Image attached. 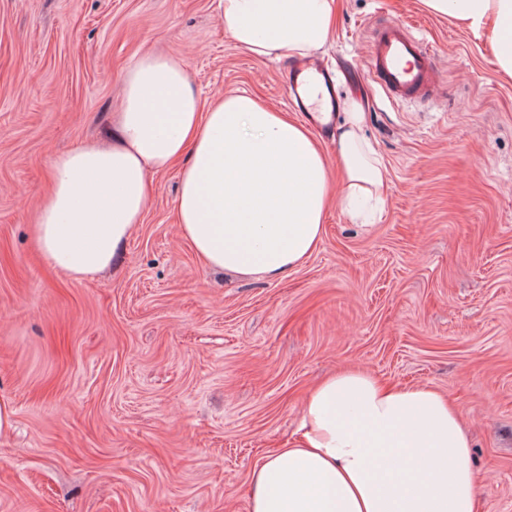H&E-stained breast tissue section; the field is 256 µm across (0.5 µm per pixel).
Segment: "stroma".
Masks as SVG:
<instances>
[{"mask_svg": "<svg viewBox=\"0 0 512 512\" xmlns=\"http://www.w3.org/2000/svg\"><path fill=\"white\" fill-rule=\"evenodd\" d=\"M390 22L433 55L432 98L367 77ZM147 52L182 56L202 100L289 109L290 59L242 53L214 0H0V512H247L255 464L345 367L451 398L478 512H512V80L485 38L420 0H339L313 58L386 164L371 226L331 208L288 277L228 279L182 238L172 169L115 267L78 281L33 245L49 165L100 134Z\"/></svg>", "mask_w": 512, "mask_h": 512, "instance_id": "stroma-1", "label": "stroma"}]
</instances>
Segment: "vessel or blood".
<instances>
[{"instance_id": "1", "label": "vessel or blood", "mask_w": 512, "mask_h": 512, "mask_svg": "<svg viewBox=\"0 0 512 512\" xmlns=\"http://www.w3.org/2000/svg\"><path fill=\"white\" fill-rule=\"evenodd\" d=\"M369 58V76L393 99L427 94L435 84L432 54L404 25L391 23L378 30L369 44ZM315 76L324 84L332 82L329 71L318 63L304 61L293 66L288 82L292 103L301 104V93Z\"/></svg>"}]
</instances>
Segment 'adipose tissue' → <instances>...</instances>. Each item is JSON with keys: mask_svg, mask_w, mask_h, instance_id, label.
<instances>
[{"mask_svg": "<svg viewBox=\"0 0 512 512\" xmlns=\"http://www.w3.org/2000/svg\"><path fill=\"white\" fill-rule=\"evenodd\" d=\"M486 36L512 78V0H421ZM336 0H216V18L255 58H304L332 36ZM104 140L57 155L32 226L53 268L83 279L112 266L147 207L153 175L178 168L182 237L208 270L275 282L318 248L326 213L380 201L384 162L343 104L336 160L308 122L242 92L202 103L182 57L147 54L128 70ZM478 473L453 402L426 384L359 368L308 393L293 444L252 471L247 512H477Z\"/></svg>", "mask_w": 512, "mask_h": 512, "instance_id": "ef3b65f1", "label": "adipose tissue"}]
</instances>
